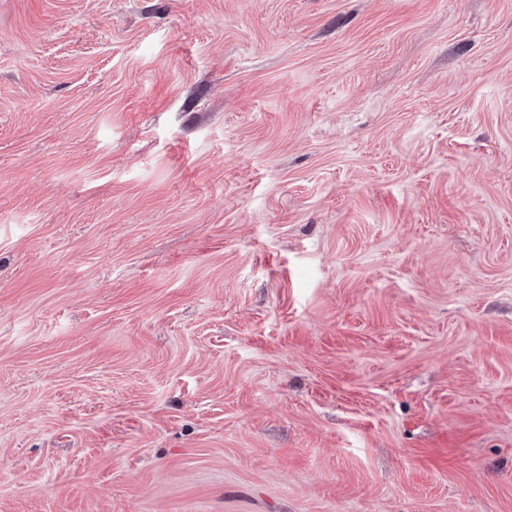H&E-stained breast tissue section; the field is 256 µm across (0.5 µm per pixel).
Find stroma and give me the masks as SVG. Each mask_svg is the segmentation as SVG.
<instances>
[{
	"instance_id": "1",
	"label": "stroma",
	"mask_w": 512,
	"mask_h": 512,
	"mask_svg": "<svg viewBox=\"0 0 512 512\" xmlns=\"http://www.w3.org/2000/svg\"><path fill=\"white\" fill-rule=\"evenodd\" d=\"M0 512H512V0H0Z\"/></svg>"
}]
</instances>
